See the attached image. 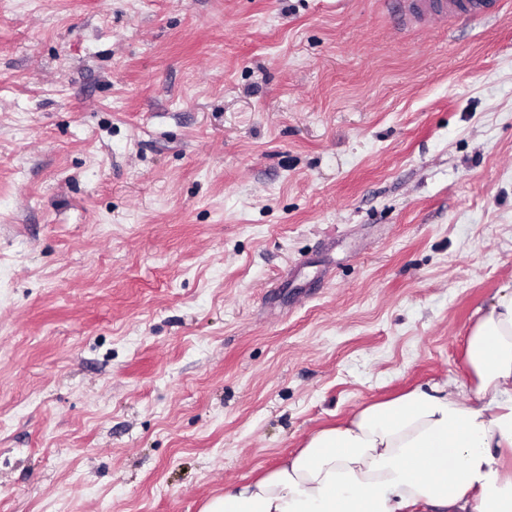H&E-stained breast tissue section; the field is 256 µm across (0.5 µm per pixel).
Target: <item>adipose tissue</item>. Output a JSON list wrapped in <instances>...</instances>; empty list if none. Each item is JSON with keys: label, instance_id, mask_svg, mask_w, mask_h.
Instances as JSON below:
<instances>
[{"label": "adipose tissue", "instance_id": "1", "mask_svg": "<svg viewBox=\"0 0 512 512\" xmlns=\"http://www.w3.org/2000/svg\"><path fill=\"white\" fill-rule=\"evenodd\" d=\"M471 383L359 405L201 512H512V289L470 331Z\"/></svg>", "mask_w": 512, "mask_h": 512}]
</instances>
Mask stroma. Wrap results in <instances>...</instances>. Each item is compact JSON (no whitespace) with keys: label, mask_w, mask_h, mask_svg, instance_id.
I'll use <instances>...</instances> for the list:
<instances>
[{"label":"stroma","mask_w":512,"mask_h":512,"mask_svg":"<svg viewBox=\"0 0 512 512\" xmlns=\"http://www.w3.org/2000/svg\"><path fill=\"white\" fill-rule=\"evenodd\" d=\"M511 286L512 0H0V512H200ZM402 19L401 26L446 19L486 17L494 0H385Z\"/></svg>","instance_id":"stroma-1"}]
</instances>
